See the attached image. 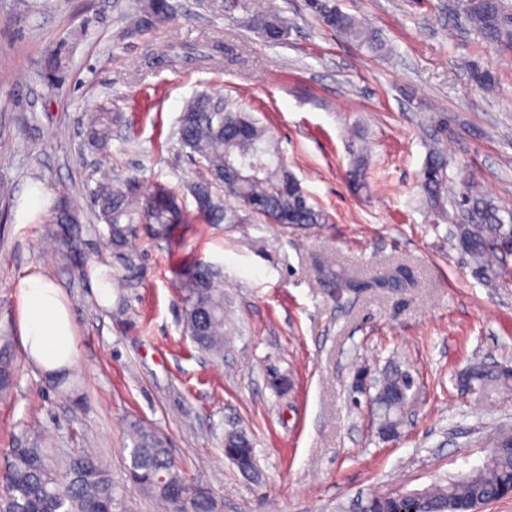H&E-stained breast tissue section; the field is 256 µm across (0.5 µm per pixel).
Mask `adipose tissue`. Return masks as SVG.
<instances>
[{"instance_id": "1", "label": "adipose tissue", "mask_w": 512, "mask_h": 512, "mask_svg": "<svg viewBox=\"0 0 512 512\" xmlns=\"http://www.w3.org/2000/svg\"><path fill=\"white\" fill-rule=\"evenodd\" d=\"M18 324L26 357L46 372L73 368L74 318L62 289L43 273L25 275L18 286Z\"/></svg>"}]
</instances>
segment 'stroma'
Segmentation results:
<instances>
[{"mask_svg": "<svg viewBox=\"0 0 512 512\" xmlns=\"http://www.w3.org/2000/svg\"><path fill=\"white\" fill-rule=\"evenodd\" d=\"M168 25L124 31L132 0H49L28 12L0 0V336L10 339L15 387L0 400V469L10 448L40 435L65 452L95 449L122 477L138 419L168 440L218 512H355L358 498L419 490L480 464L484 437L512 424V396L462 393L475 358L512 366V279H486L450 237L463 192L512 219V50L462 28L448 0H326L363 20L386 44L372 55L325 28L305 0H251L288 25L281 44L250 26L234 0H174ZM220 45L215 69L182 67L172 47ZM57 55L62 68L48 75ZM497 85L476 86L473 64ZM251 112L288 160L326 222L310 231L263 224H182L162 237L136 225L135 267L115 262L89 191L101 175L162 183L195 203L197 175L175 137L186 103L204 93ZM112 103L107 150L88 146L83 116ZM448 160L443 210L428 206L418 175L431 148ZM364 166L360 182L348 174ZM48 206L68 196L80 223L22 224L32 182ZM197 258L221 268L228 339L216 359L186 334L172 268ZM365 281L336 295L316 260ZM404 268L402 286L373 285ZM119 276L109 302L92 281ZM37 269L67 296L75 319L77 401L62 398L24 354L17 291ZM416 379L402 437L382 441L358 370L389 362ZM276 366L293 387L275 393ZM252 435L259 478L225 458V432Z\"/></svg>", "mask_w": 512, "mask_h": 512, "instance_id": "obj_1", "label": "stroma"}]
</instances>
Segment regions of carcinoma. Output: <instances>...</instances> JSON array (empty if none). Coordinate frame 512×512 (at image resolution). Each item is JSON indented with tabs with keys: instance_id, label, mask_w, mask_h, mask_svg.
I'll return each mask as SVG.
<instances>
[{
	"instance_id": "carcinoma-1",
	"label": "carcinoma",
	"mask_w": 512,
	"mask_h": 512,
	"mask_svg": "<svg viewBox=\"0 0 512 512\" xmlns=\"http://www.w3.org/2000/svg\"><path fill=\"white\" fill-rule=\"evenodd\" d=\"M308 9L322 24L349 38L371 53H380L384 44L376 33L356 17L320 0H307ZM459 11L474 34L494 47L512 48V0H459ZM172 0H134L126 33L154 29L175 14ZM252 25L268 43L284 40L286 23L263 12L252 13ZM216 51L174 54V60L206 64ZM471 80L492 87L496 73L485 66L470 68ZM89 144L104 150L112 140V113L99 107L87 115ZM177 140L189 156L203 166V174L188 185L196 204L189 217L178 192L158 183L146 195L139 185H122L109 179L96 181L90 190L97 218L109 230L108 243L114 258L132 268L137 256L127 250L134 221L156 224L166 231L176 224L196 219L207 224H233L236 215L224 206V197L233 198L253 216L282 227L322 224L323 213L308 201L300 182L273 146L268 131L250 113L222 97L200 94L184 108ZM447 159L440 151L430 153L419 184L426 198L437 202L447 191ZM54 224H78L80 215L62 200L52 213ZM453 238L490 278L506 271L503 256L512 252V224L498 215L486 198L467 192L458 201ZM320 271L340 292L363 287L355 278L336 275L322 262ZM173 275L181 294L184 328L196 348L214 357L224 355V288L221 271L203 262L188 261L176 266ZM8 337L0 344V396L11 390L15 370L8 354ZM414 377L397 365L382 371L370 405L378 419L377 432L391 429L402 434L405 413L413 399ZM457 387L480 395L512 394V368L476 360L462 370ZM131 448L124 468V480L141 493L166 507V512H215L209 491L192 484L174 463L166 437L153 427L134 420L129 423ZM488 452L483 463L444 481L413 492L389 490L367 496L360 512H476L479 506L512 495V426L505 425L488 435ZM224 456L243 473L257 471L253 441L246 432L233 431L224 437ZM0 512H131L120 482L111 467L92 450L78 454L53 452L39 438L26 447L12 448L0 474Z\"/></svg>"
}]
</instances>
